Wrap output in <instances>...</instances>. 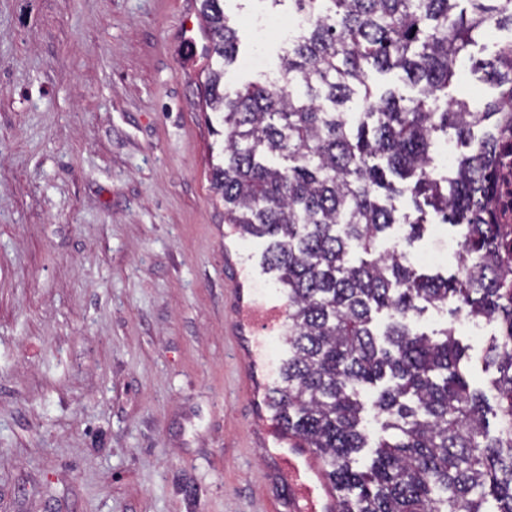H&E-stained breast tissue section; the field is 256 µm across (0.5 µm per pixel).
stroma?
I'll return each instance as SVG.
<instances>
[{"label":"stroma","instance_id":"obj_1","mask_svg":"<svg viewBox=\"0 0 512 512\" xmlns=\"http://www.w3.org/2000/svg\"><path fill=\"white\" fill-rule=\"evenodd\" d=\"M200 0H0V512H289L286 475L250 398L238 301L285 298L264 243L224 222L211 180L224 137L188 52ZM234 93L277 76L292 0H225ZM450 97L480 112L472 62ZM446 227L403 249L443 254ZM494 397L489 333L458 327Z\"/></svg>","mask_w":512,"mask_h":512}]
</instances>
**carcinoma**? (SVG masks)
Instances as JSON below:
<instances>
[{"label":"carcinoma","instance_id":"obj_1","mask_svg":"<svg viewBox=\"0 0 512 512\" xmlns=\"http://www.w3.org/2000/svg\"><path fill=\"white\" fill-rule=\"evenodd\" d=\"M292 2L309 24L288 41L280 79L230 97L224 70L238 37L223 0H201L206 56L216 60L205 106L224 123L214 189L224 223L268 242L266 262L285 288L290 355L270 396L276 419L326 462L337 512H512V238L491 223L485 178L512 107V0ZM491 29L511 36L475 68L499 92L473 112L448 99V87ZM372 69L402 71L418 96L373 94ZM450 129L470 152L456 158L453 176H438L436 139ZM407 192L460 228L452 277L417 273L402 251L353 258L397 224L406 241L420 237L425 213L380 203ZM447 305L452 320L440 337L416 330L426 308ZM382 311L389 322L380 332L373 314ZM467 319L496 330L485 355L497 372L494 408L466 377L468 346L455 332ZM380 383L374 405L390 436L357 471L352 455L368 447L360 394Z\"/></svg>","mask_w":512,"mask_h":512}]
</instances>
